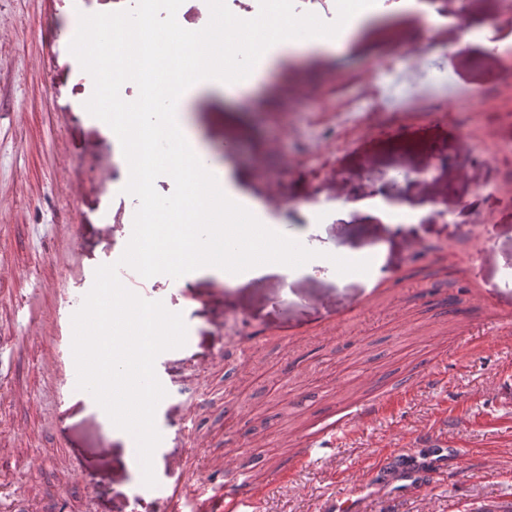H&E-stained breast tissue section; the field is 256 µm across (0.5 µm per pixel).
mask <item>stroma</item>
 Masks as SVG:
<instances>
[{
    "label": "stroma",
    "instance_id": "obj_1",
    "mask_svg": "<svg viewBox=\"0 0 512 512\" xmlns=\"http://www.w3.org/2000/svg\"><path fill=\"white\" fill-rule=\"evenodd\" d=\"M364 2L375 14L343 53L276 58L254 86L235 96L203 89L186 110L209 163L259 206V221L287 225L317 250L376 252L378 263L344 280L330 271L247 273L230 285L214 271L183 283L154 276L153 299L180 312L189 334L155 361L179 392L157 426L168 430L194 407L200 435L240 469L263 473L299 442L296 411L319 423L344 398L442 360L441 392L361 427L330 468L307 466L262 490L260 512H319L332 491L356 490L374 453L417 455L418 434L443 410V435L467 451L463 478L426 493L389 478L363 493V512H512V344L488 338L447 354L491 311L512 309V153L501 150L512 143V54L501 50L512 20L499 0H424L433 25L400 0ZM109 3L0 0V336L22 340L12 389L0 397V480L18 484L28 512L56 497L65 512H119L159 494L176 454L158 449V484L141 485L121 431L75 396L59 398L45 364L47 308L121 257L128 240L109 228L138 207L121 187L111 140L73 109L86 86L68 24L78 7ZM466 24L487 28V44L459 49ZM363 86L382 100L412 89L424 108L343 123L337 106ZM300 125L318 139L298 138ZM438 154L450 163L437 171ZM391 183L411 209L432 201L444 218L336 219L338 206ZM20 299L32 317L15 314Z\"/></svg>",
    "mask_w": 512,
    "mask_h": 512
}]
</instances>
